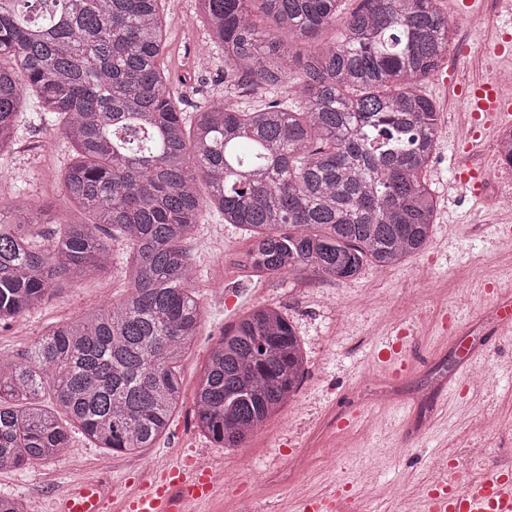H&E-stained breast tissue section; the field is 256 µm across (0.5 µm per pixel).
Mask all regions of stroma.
<instances>
[{
	"mask_svg": "<svg viewBox=\"0 0 512 512\" xmlns=\"http://www.w3.org/2000/svg\"><path fill=\"white\" fill-rule=\"evenodd\" d=\"M453 36L440 77L422 87L439 102L441 140L425 177L438 200V215L427 245L401 264L363 268L355 278L330 281L305 269L279 279L261 275L246 262L250 235L204 212L187 249L200 275L193 289L204 306L194 343L181 356L178 373L185 401L169 430L153 448L132 456L95 447L73 433L65 454L21 470L0 471V493L22 499L27 512H56L74 485L98 482L104 488L102 512L113 498L134 492L154 474L189 459H202L223 483L204 504L182 512H295L301 492L318 493L331 485L348 486L368 512H402L404 500L425 493L433 471L453 461L462 480L492 465L512 464V326L503 323L512 303V255L497 245V229L512 224V212L495 201L498 159L489 147L496 131L473 136L461 123L464 91L492 70L511 69L512 58L487 51L502 34L512 35L502 0H441ZM170 19L165 67L182 74L194 58L188 49L203 38L195 0H167ZM490 18L482 29L469 28L472 12ZM197 80L180 86L185 111L226 96L224 63L208 58L197 67ZM72 154L61 131L44 124L22 131L16 153L0 172V196L16 190L51 200L67 210L60 175ZM484 171L483 194L472 201L459 175L463 160ZM127 248L113 244V263L100 276L61 283L48 301L13 322L0 324V356L26 357L39 335L51 326L86 312L119 303ZM223 289V302L212 300ZM462 303H455L456 293ZM278 308L304 343L307 362L294 399L265 420L239 448H223L195 425L193 392L201 370L224 330L247 312ZM402 337L407 372L391 375L377 360L378 351ZM477 365L486 378L480 392L468 390L464 373ZM438 380L425 429L411 434L416 411L412 393ZM397 383L405 397L385 400L377 393ZM342 443L335 460L324 449ZM469 448L491 455L476 462ZM305 458L299 479L286 475L291 456Z\"/></svg>",
	"mask_w": 512,
	"mask_h": 512,
	"instance_id": "obj_1",
	"label": "stroma"
}]
</instances>
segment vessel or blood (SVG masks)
Instances as JSON below:
<instances>
[{
  "label": "vessel or blood",
  "mask_w": 512,
  "mask_h": 512,
  "mask_svg": "<svg viewBox=\"0 0 512 512\" xmlns=\"http://www.w3.org/2000/svg\"><path fill=\"white\" fill-rule=\"evenodd\" d=\"M465 109L473 126L489 130L512 120V94L499 86L478 80L466 94ZM215 492L208 469L173 466L157 473L126 500L119 512H175L176 500L203 503ZM102 489L83 484L71 489L62 499L59 512H100ZM422 512H512V466L494 467L480 478L468 482L466 495H457L447 476L434 479L420 502ZM299 512H351L342 490L332 489L310 495L298 502Z\"/></svg>",
  "instance_id": "vessel-or-blood-1"
}]
</instances>
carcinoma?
<instances>
[{"mask_svg": "<svg viewBox=\"0 0 512 512\" xmlns=\"http://www.w3.org/2000/svg\"><path fill=\"white\" fill-rule=\"evenodd\" d=\"M344 2L196 0L224 85L271 96L206 101L189 118L162 62L165 0H0V160L24 115L74 151L69 213L22 192L0 203V323L63 280L107 271L113 242L128 248L121 302L53 326L22 361L0 359V470L65 453L74 427L139 455L169 430L183 403L175 364L203 317L183 243L204 207L251 232L247 263L269 276L311 267L348 280L426 245L437 202L423 173L440 126L421 88L448 53V17L440 0H361L345 15ZM338 22V42L301 50ZM287 83L296 98H280ZM42 224L57 229L47 238ZM304 364L290 320L251 311L202 369L198 427L240 447L297 393Z\"/></svg>", "mask_w": 512, "mask_h": 512, "instance_id": "cac0c4a2", "label": "carcinoma"}]
</instances>
